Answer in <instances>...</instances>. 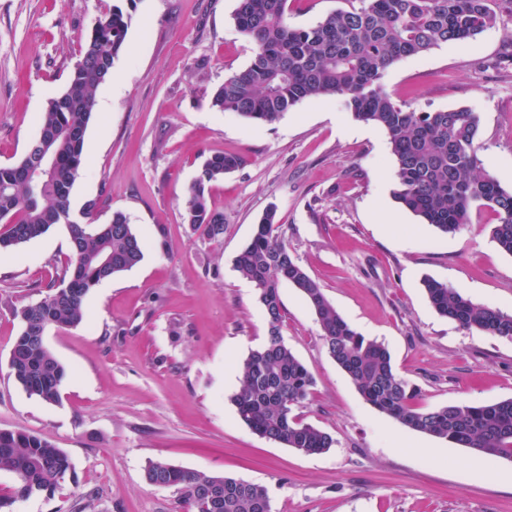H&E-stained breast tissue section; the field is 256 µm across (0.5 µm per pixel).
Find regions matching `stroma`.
I'll return each mask as SVG.
<instances>
[{
  "instance_id": "stroma-1",
  "label": "stroma",
  "mask_w": 512,
  "mask_h": 512,
  "mask_svg": "<svg viewBox=\"0 0 512 512\" xmlns=\"http://www.w3.org/2000/svg\"><path fill=\"white\" fill-rule=\"evenodd\" d=\"M115 0H0V165L18 162L98 19ZM237 0H134L126 46L96 92L86 163L71 192L95 223L127 215L143 259L94 288L86 317L45 341L66 370L59 403L28 395L7 362L15 309L40 300L70 253L65 226L0 253V430H25L71 462L50 493L10 512H181L174 490L149 485L162 460L265 486L272 512H512V461L408 429L379 413L330 357L314 311L282 284L281 332L313 373L298 410L332 435L305 455L240 421L231 401L242 363L267 339L254 285L234 268L267 208L299 263L336 311L382 342L421 407L512 398V340L468 333L440 316L432 278L512 312V256L492 239L495 217L443 234L393 197L395 166L381 128L338 96L302 101L275 124L211 106L253 45L235 28ZM495 27L398 60L388 94L419 112L465 107L480 118L487 169L512 189V0H493ZM240 165L211 184L224 215L211 239L184 223L187 188L205 158Z\"/></svg>"
}]
</instances>
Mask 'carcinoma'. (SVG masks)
<instances>
[{"label":"carcinoma","instance_id":"cac0c4a2","mask_svg":"<svg viewBox=\"0 0 512 512\" xmlns=\"http://www.w3.org/2000/svg\"><path fill=\"white\" fill-rule=\"evenodd\" d=\"M358 2L360 7L334 11L314 26L293 28L287 20V0H238L234 24L253 43L254 55L248 66L215 90L212 107L271 124L305 99L341 96L355 119L387 133L396 169V201L444 234L473 223L474 213L487 209L496 219L493 240L512 256V190L504 189L478 156L477 114L468 108L417 112L396 103L381 84L396 61L472 39L494 27L497 14L488 0ZM129 19L121 6L113 5L89 36L64 89L47 101L40 132L49 145L34 140L22 161L32 166L42 151H49L54 159L51 178L35 183L15 174L14 165H0V250L20 247L57 225L66 227L70 239L71 254L46 294L14 311L22 328L27 320L48 328L80 324L91 290L143 258L141 239L124 213H113L107 224H82L72 218L70 201L85 163L96 91L112 77L114 61L126 44ZM239 164L238 157L226 154L203 163L187 190L184 223L210 238L224 234V214L208 207V188ZM234 268L254 284L268 325L266 343L244 360L241 384L232 396L239 419L254 432L307 455L335 445L329 433L294 414L314 379L281 334L279 288L288 283L315 312L331 358L373 408L411 430L512 460V398L483 405L417 406L416 389L396 372L385 345L345 321L321 284L296 260L275 210H267L256 224ZM424 287L435 311L462 330L512 339V313L477 303L434 279L425 280ZM8 367L28 395L50 404L59 401L66 371L50 349L18 335ZM1 470L14 474L16 485L10 495H0V509L31 496L35 487L53 491L70 470V461L42 436L1 430ZM163 474L178 492L183 512H270L262 486L173 464ZM209 482L220 486L217 508L193 493L195 486Z\"/></svg>","mask_w":512,"mask_h":512}]
</instances>
